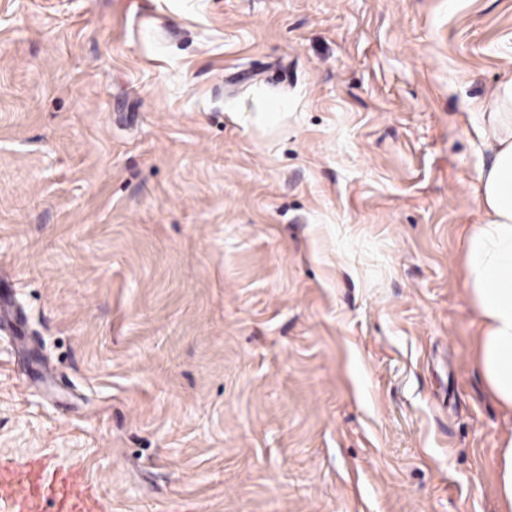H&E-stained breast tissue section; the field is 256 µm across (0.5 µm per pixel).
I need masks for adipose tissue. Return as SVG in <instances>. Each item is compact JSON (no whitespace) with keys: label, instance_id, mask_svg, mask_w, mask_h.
<instances>
[{"label":"adipose tissue","instance_id":"obj_1","mask_svg":"<svg viewBox=\"0 0 512 512\" xmlns=\"http://www.w3.org/2000/svg\"><path fill=\"white\" fill-rule=\"evenodd\" d=\"M492 151L480 170L485 221L464 240L466 286L481 336L476 363L485 387L505 419H512V77L502 81L476 123Z\"/></svg>","mask_w":512,"mask_h":512}]
</instances>
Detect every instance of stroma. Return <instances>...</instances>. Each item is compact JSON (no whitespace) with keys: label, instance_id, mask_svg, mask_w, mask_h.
Masks as SVG:
<instances>
[{"label":"stroma","instance_id":"1","mask_svg":"<svg viewBox=\"0 0 512 512\" xmlns=\"http://www.w3.org/2000/svg\"><path fill=\"white\" fill-rule=\"evenodd\" d=\"M510 77L512 0H0V453L106 512H503ZM489 111V112H487ZM492 150L479 172L484 224L464 240L466 287L481 324L476 363L493 402L512 419V77L502 81L476 123Z\"/></svg>","mask_w":512,"mask_h":512}]
</instances>
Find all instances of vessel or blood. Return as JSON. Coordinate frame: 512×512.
<instances>
[{"label": "vessel or blood", "mask_w": 512, "mask_h": 512, "mask_svg": "<svg viewBox=\"0 0 512 512\" xmlns=\"http://www.w3.org/2000/svg\"><path fill=\"white\" fill-rule=\"evenodd\" d=\"M99 512L95 488L75 468H62L42 458L19 460L0 455V506L7 512Z\"/></svg>", "instance_id": "1"}]
</instances>
